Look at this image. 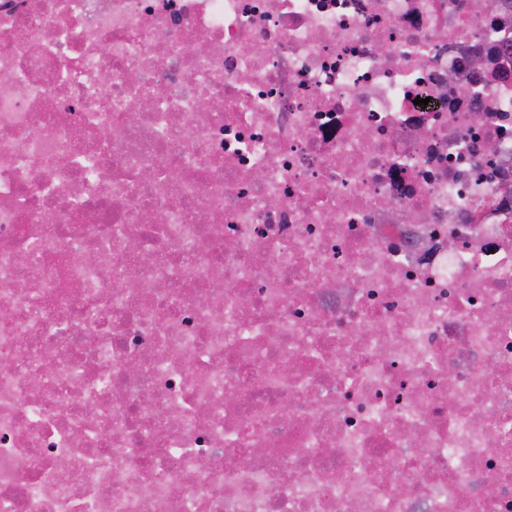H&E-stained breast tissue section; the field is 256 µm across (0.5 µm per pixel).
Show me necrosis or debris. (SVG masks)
<instances>
[{"label": "necrosis or debris", "mask_w": 512, "mask_h": 512, "mask_svg": "<svg viewBox=\"0 0 512 512\" xmlns=\"http://www.w3.org/2000/svg\"><path fill=\"white\" fill-rule=\"evenodd\" d=\"M0 512H512V7L0 0Z\"/></svg>", "instance_id": "obj_1"}]
</instances>
